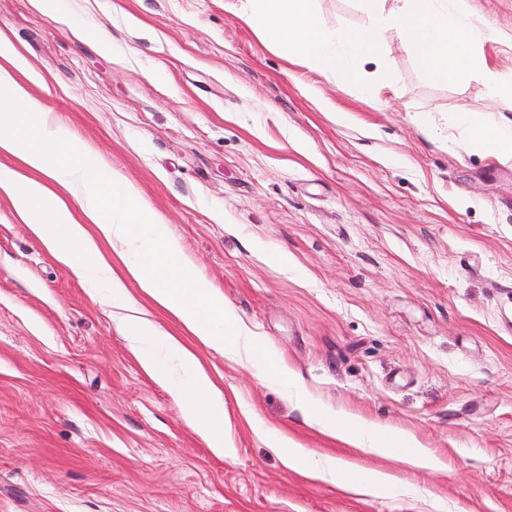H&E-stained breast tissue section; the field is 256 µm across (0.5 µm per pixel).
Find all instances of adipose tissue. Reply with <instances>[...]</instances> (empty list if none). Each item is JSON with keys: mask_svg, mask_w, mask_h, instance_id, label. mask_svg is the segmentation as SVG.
Returning <instances> with one entry per match:
<instances>
[{"mask_svg": "<svg viewBox=\"0 0 512 512\" xmlns=\"http://www.w3.org/2000/svg\"><path fill=\"white\" fill-rule=\"evenodd\" d=\"M26 61L0 37V152L17 157V171L0 165V190L12 199L24 224L53 257L78 278L96 274L113 292L125 280L167 311L202 345L236 357L260 353L259 339L238 325L223 299L207 288L166 224L142 202L122 177L105 178L56 116L32 98L15 78ZM450 124L466 126L472 144L493 155H512V125L501 127L481 113L460 109ZM122 318L126 339L143 368L159 381L167 375L155 349L176 348L181 378L172 387L187 418L211 448H224V397L188 346L164 332L127 302ZM322 433L367 455H396L409 467L434 469L440 462L411 438L394 442L385 430H366L352 422L312 418Z\"/></svg>", "mask_w": 512, "mask_h": 512, "instance_id": "adipose-tissue-1", "label": "adipose tissue"}]
</instances>
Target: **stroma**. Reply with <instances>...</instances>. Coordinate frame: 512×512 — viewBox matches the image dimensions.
Returning a JSON list of instances; mask_svg holds the SVG:
<instances>
[{"label": "stroma", "instance_id": "stroma-1", "mask_svg": "<svg viewBox=\"0 0 512 512\" xmlns=\"http://www.w3.org/2000/svg\"><path fill=\"white\" fill-rule=\"evenodd\" d=\"M225 0H0L25 89L133 182L200 279L262 341L232 361L195 345L224 396L219 455L92 294L0 192V512H512V157L449 127L508 123L479 76L426 78L382 49L379 105L292 62ZM512 74V0H470ZM105 30L109 51L93 38ZM409 434L411 470L309 416ZM395 473L362 494L289 468L272 444Z\"/></svg>", "mask_w": 512, "mask_h": 512}]
</instances>
